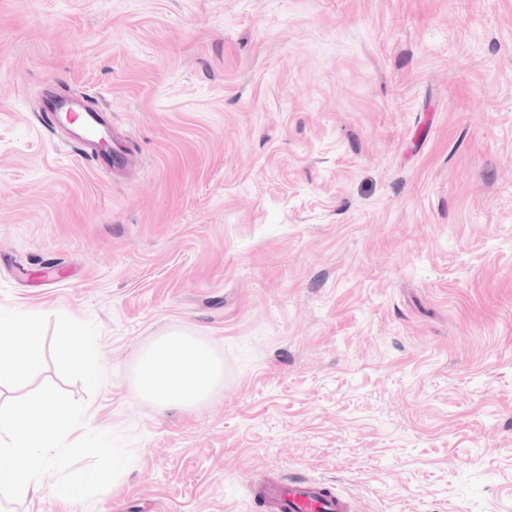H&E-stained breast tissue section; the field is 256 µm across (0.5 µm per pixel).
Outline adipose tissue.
<instances>
[{
    "label": "adipose tissue",
    "instance_id": "adipose-tissue-1",
    "mask_svg": "<svg viewBox=\"0 0 512 512\" xmlns=\"http://www.w3.org/2000/svg\"><path fill=\"white\" fill-rule=\"evenodd\" d=\"M61 364L94 378L97 357L80 326H69L57 344ZM43 340L35 317L18 313L0 317V387L23 383L38 366ZM222 366L209 347L178 332L161 336L141 357L136 379L143 394L159 406L191 409L207 400L220 384Z\"/></svg>",
    "mask_w": 512,
    "mask_h": 512
}]
</instances>
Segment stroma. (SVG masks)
<instances>
[{"label":"stroma","instance_id":"1","mask_svg":"<svg viewBox=\"0 0 512 512\" xmlns=\"http://www.w3.org/2000/svg\"><path fill=\"white\" fill-rule=\"evenodd\" d=\"M89 95L126 166L44 122ZM134 463L15 512H512V0H0V315ZM99 351L61 365L65 320ZM179 331L224 377L135 381ZM221 378L222 366L209 347L178 332L161 336L136 369L143 394L165 408H194L211 396ZM255 496L271 512H352L350 496L335 493L315 479L271 482Z\"/></svg>","mask_w":512,"mask_h":512}]
</instances>
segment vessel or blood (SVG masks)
I'll list each match as a JSON object with an SVG mask.
<instances>
[{
	"label": "vessel or blood",
	"instance_id": "obj_1",
	"mask_svg": "<svg viewBox=\"0 0 512 512\" xmlns=\"http://www.w3.org/2000/svg\"><path fill=\"white\" fill-rule=\"evenodd\" d=\"M51 124H60L64 115L74 119L70 125V139L83 150H91L93 161H100L93 152L95 144L111 140L112 128L101 112L89 106L86 98L76 95L68 98H48L44 104ZM257 496L269 512H352L350 496L338 494L315 479L275 481L261 487Z\"/></svg>",
	"mask_w": 512,
	"mask_h": 512
}]
</instances>
